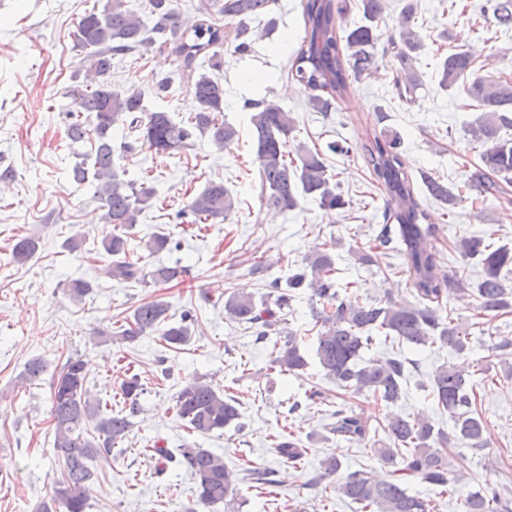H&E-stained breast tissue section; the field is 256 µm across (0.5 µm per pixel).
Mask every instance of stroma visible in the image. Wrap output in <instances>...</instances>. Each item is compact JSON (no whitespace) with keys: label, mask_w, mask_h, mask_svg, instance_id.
I'll return each instance as SVG.
<instances>
[{"label":"stroma","mask_w":512,"mask_h":512,"mask_svg":"<svg viewBox=\"0 0 512 512\" xmlns=\"http://www.w3.org/2000/svg\"><path fill=\"white\" fill-rule=\"evenodd\" d=\"M301 2L275 0L274 26L255 24L244 51L236 48L233 25H225L218 48L221 118L238 132L228 148L218 149L209 135L200 134L190 146L169 154L142 144L127 153L120 148L127 127H113L116 169L155 190L128 239L131 257L148 266L178 262L188 268L183 283L144 286L107 275L111 258L101 247L107 231L101 203L91 183L72 179L78 155L91 149L89 142L75 143L67 136L76 110L70 91L83 82L86 69L74 32L85 11L105 0H0V512H38L48 499L60 469L49 413L50 374L71 356L88 361V386L101 399L113 395L127 375H139L146 388L128 438L96 468L89 512H184L194 501V480L184 467L162 463L153 448L173 451L186 443L223 456L238 480V499L210 512H357L349 499L331 489L320 491L310 481L330 456L340 460L344 475L383 470L370 443L385 437L384 405L344 394L314 359L299 375L271 369V343L257 341L255 329L227 317L224 295L245 288L255 297L266 296L274 281H286L304 255L323 244L335 256L338 285L350 287L360 301L410 298L406 277L397 271L403 262L397 250H387L371 265L359 264L353 255L357 247L371 245L382 226L385 192L372 178L362 147L384 131L399 136L398 152L417 197L429 223L440 230L438 278L457 274L469 285L464 292L449 290L443 311L468 326L472 337L470 350L458 356L437 345L402 347L411 377L406 397L394 410L422 412L437 427L451 429L428 387L435 369L451 362L477 382L476 408L487 422V448L474 450L463 442L449 448L448 467L459 479L447 494L417 479H408L407 486L410 493L434 500V512H458L460 500L487 487L512 499V348L498 351L487 375L476 370L491 341L512 338V312L479 315L472 288L482 267L462 259L458 250L462 238L478 235L512 246V174L501 179L500 198L486 199L467 189L469 174L480 162L482 147L472 141L470 128L481 111L462 89L439 85L442 61L461 49L474 53L476 76L512 78V29L482 16L486 0H414L413 28L422 41L413 63L419 87L406 101L385 79L397 65L393 43L406 0H383L374 49L378 71L352 80L344 102L318 112L308 104L311 89L292 75L303 34ZM109 81L118 92L140 90L148 111H164L176 120L190 113V85L168 47L115 57ZM161 84L167 90L160 94ZM261 100L278 103L294 118L289 148L302 143L321 151L344 208L329 211L309 197L291 211L261 206L249 109ZM426 176L460 192L456 208L428 194L422 182ZM212 181L224 183L234 209L225 220L201 229L188 203ZM154 233L169 235L170 245L151 257L145 243ZM30 235L38 240L37 251L26 263L14 262L13 244ZM74 235L83 244L71 251L64 243ZM74 278L94 287L79 304L64 293ZM153 298L169 302L172 321L193 315V337L183 350L169 349L156 334L133 343L92 341L94 331L116 329L136 306ZM281 316L283 332L314 347L319 326L307 289L295 290ZM33 358L42 359L48 373L37 384L19 387ZM195 377L239 398L243 430L229 427L200 436L185 428L174 406L178 392ZM314 391L322 398L312 406L308 396ZM342 406L363 411L370 424L366 441L346 442L328 432L333 412ZM288 433L305 450L293 468L275 449L279 436ZM255 467L273 471V494L257 491L251 475Z\"/></svg>","instance_id":"1"}]
</instances>
